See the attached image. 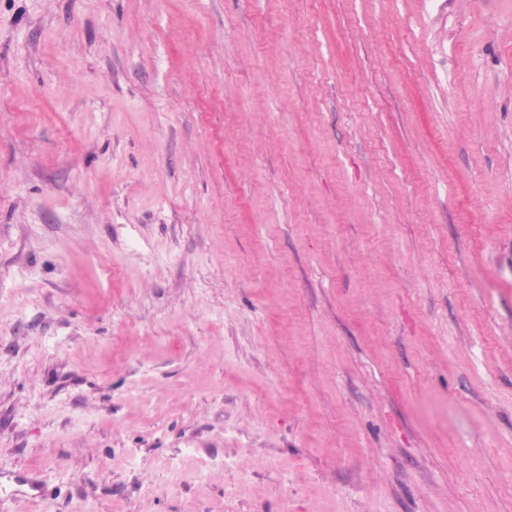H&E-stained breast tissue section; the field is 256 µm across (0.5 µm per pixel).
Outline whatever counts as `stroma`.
<instances>
[{
	"mask_svg": "<svg viewBox=\"0 0 512 512\" xmlns=\"http://www.w3.org/2000/svg\"><path fill=\"white\" fill-rule=\"evenodd\" d=\"M0 512H512V0H0Z\"/></svg>",
	"mask_w": 512,
	"mask_h": 512,
	"instance_id": "obj_1",
	"label": "stroma"
}]
</instances>
